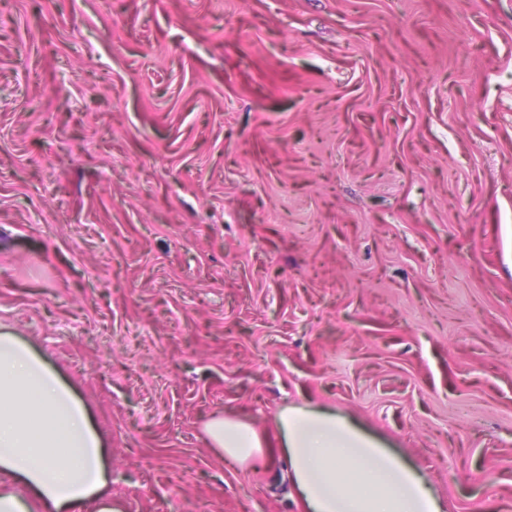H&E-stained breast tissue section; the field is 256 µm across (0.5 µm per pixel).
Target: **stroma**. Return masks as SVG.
Masks as SVG:
<instances>
[{
	"mask_svg": "<svg viewBox=\"0 0 512 512\" xmlns=\"http://www.w3.org/2000/svg\"><path fill=\"white\" fill-rule=\"evenodd\" d=\"M124 512H303L335 408L447 512H512V0H0V334ZM209 448L241 467L257 466L270 452V444L247 421L236 416H216L204 426Z\"/></svg>",
	"mask_w": 512,
	"mask_h": 512,
	"instance_id": "35a3bbf8",
	"label": "stroma"
}]
</instances>
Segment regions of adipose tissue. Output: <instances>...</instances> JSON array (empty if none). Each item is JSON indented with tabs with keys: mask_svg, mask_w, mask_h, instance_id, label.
<instances>
[{
	"mask_svg": "<svg viewBox=\"0 0 512 512\" xmlns=\"http://www.w3.org/2000/svg\"><path fill=\"white\" fill-rule=\"evenodd\" d=\"M283 458L306 512H445L422 475L326 407L290 404L277 414ZM217 454L258 465L270 444L247 421L204 426ZM102 442L83 403L44 357L0 336V512H120Z\"/></svg>",
	"mask_w": 512,
	"mask_h": 512,
	"instance_id": "1",
	"label": "adipose tissue"
}]
</instances>
